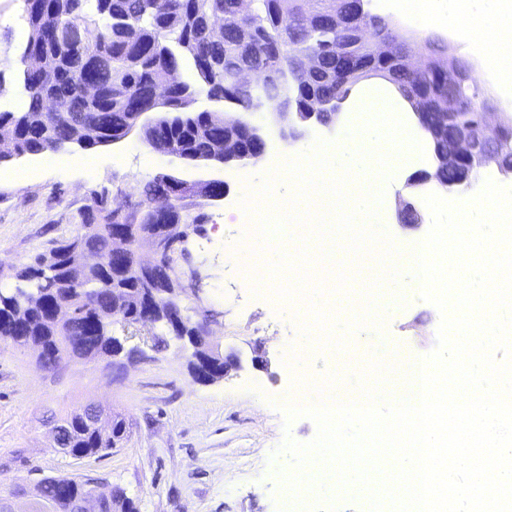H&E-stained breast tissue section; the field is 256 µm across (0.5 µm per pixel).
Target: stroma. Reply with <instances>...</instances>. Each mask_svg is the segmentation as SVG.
I'll use <instances>...</instances> for the list:
<instances>
[{
	"label": "stroma",
	"mask_w": 512,
	"mask_h": 512,
	"mask_svg": "<svg viewBox=\"0 0 512 512\" xmlns=\"http://www.w3.org/2000/svg\"><path fill=\"white\" fill-rule=\"evenodd\" d=\"M372 6L374 12L398 23L411 62L424 58L427 38H447L457 54L472 62L475 79L496 106L493 121L512 118V93L499 84L492 62L477 51L471 36L449 21L444 8H437L431 20L419 22L383 6L381 0H372ZM22 10V0H0V108L4 110L19 104L13 80L27 38ZM359 120L356 112L340 115L331 130L312 129L304 142L290 145L279 140L275 125H268L273 147L245 167L189 165L150 150L136 134L98 147L88 164L81 163L77 148L0 162V291L6 293L18 287L19 270L75 235L85 214L99 201L116 208L128 195L162 177L188 183L224 178L229 193L223 201L187 198V208L202 229L189 233L175 251L173 265L182 280L193 276L199 280L198 297L181 302L183 315L196 321L211 313L206 327L210 344L239 360L238 368L224 379L196 382L192 348L171 338L162 348H144L145 340L162 336L163 330L141 324L126 343L133 351L131 357L115 363L73 358L61 371L49 372L38 366L36 350L0 337V506L35 512L33 491L42 479L73 475L97 480L104 491L121 488L138 512H372L368 486L312 487L296 505H288L289 491L299 485L303 469L279 447L287 437L299 443L312 441L317 425L307 417L285 422L275 403L296 390L302 364L309 366L316 380L334 376L331 390L339 398L360 393L365 386L401 391L414 364L436 346L439 310L419 300L400 306L379 327L355 326L364 310L353 305V298H385L391 278L385 269L366 273L361 259L340 246L333 266L314 263L310 270L325 285L323 304L343 346L314 345L299 351V332L290 313L307 312V302H281L272 291L256 287L234 260L253 227L224 221L230 206L261 184L264 172L298 156L303 144L315 138L345 141ZM433 165L428 153L388 176L378 228L392 237L395 252L428 235L431 213L426 195L470 199L489 173L497 184L512 189V175L499 173L492 163L483 166L466 188L409 184L412 174ZM20 172L25 180H17ZM408 204L416 209L419 224L399 221ZM212 238L223 239V257L200 250V242ZM383 347L388 357L380 372L376 360ZM258 352L267 359L266 368L253 365ZM90 403L98 405L104 416L124 417L127 437L122 447L79 460L60 454L52 446L55 420Z\"/></svg>",
	"instance_id": "35a3bbf8"
}]
</instances>
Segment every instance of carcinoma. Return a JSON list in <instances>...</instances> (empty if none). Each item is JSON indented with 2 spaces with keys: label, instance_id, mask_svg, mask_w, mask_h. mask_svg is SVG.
Segmentation results:
<instances>
[{
  "label": "carcinoma",
  "instance_id": "1",
  "mask_svg": "<svg viewBox=\"0 0 512 512\" xmlns=\"http://www.w3.org/2000/svg\"><path fill=\"white\" fill-rule=\"evenodd\" d=\"M363 3L361 19L380 18L371 0H251L239 15V0H23L27 39L14 80L21 106L0 110V151L9 156L37 155L74 145L83 151L117 143L140 132L138 116L154 115L151 149H168L187 162H220L224 139L233 138L248 154L254 142L237 127H224V112L194 111L199 99L221 103L229 112H264L285 104L307 111L308 101L336 104L360 80L388 79L412 111L442 124L448 97L462 100L461 117L477 123L479 89L453 88L437 65L408 72L393 60L372 56L364 37L326 23V15H349ZM79 26L86 33L77 45L56 31ZM146 209L161 213L146 229L170 220L189 219L182 197H172L165 179L141 193ZM120 222L112 213L103 222L86 217L81 233L60 242L49 255L35 258L19 277L28 283L0 292V336L50 353L98 360L112 357L113 307L126 308L133 324L150 286L112 254ZM83 248L104 262L89 269L72 265L71 252ZM85 281L90 292L73 288ZM71 298L73 315L57 321V296ZM66 446L79 456L117 447L126 436L125 420L115 416L107 430H89L74 411L61 419ZM94 488L89 479L57 476L40 481V494L63 510ZM102 512H129L134 502L118 489L102 494Z\"/></svg>",
  "mask_w": 512,
  "mask_h": 512
}]
</instances>
